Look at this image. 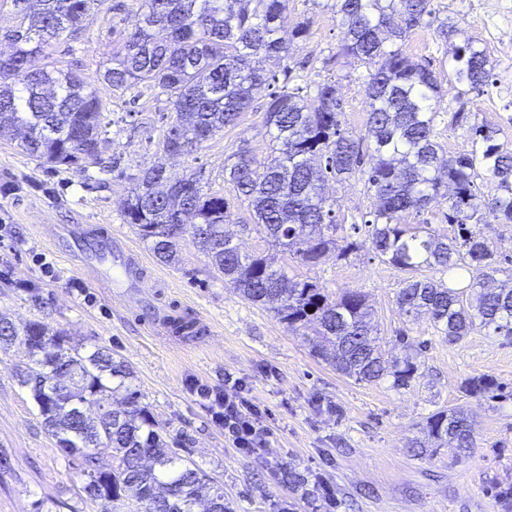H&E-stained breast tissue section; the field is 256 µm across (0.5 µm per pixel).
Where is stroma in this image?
<instances>
[{
  "mask_svg": "<svg viewBox=\"0 0 512 512\" xmlns=\"http://www.w3.org/2000/svg\"><path fill=\"white\" fill-rule=\"evenodd\" d=\"M333 0H288L281 35L290 40L286 61L289 82L314 86L336 81L342 120L364 131L370 110L366 67L338 57L345 31ZM141 0H105L92 10L83 28L63 33L33 67L73 70L95 87L106 103L110 145L103 164L84 169L42 165L19 139H0V315L23 324L40 320L64 329L72 345L110 348L133 369L141 402L171 432L183 433L192 459L224 489L231 512H502L495 483L512 484V341L474 329L451 342L428 317H407L396 303L405 280L430 276V269L399 270L375 256L367 232L347 259L328 255L306 266L285 258L289 275L311 278L329 293L358 290L368 296L372 324L386 358L404 355L396 340L405 330L421 368L410 387L392 378L356 381L314 357L300 332L289 329L267 307L236 294L208 258L184 243L178 262L164 264L126 223L121 203L142 172L163 162L170 177L191 173L230 202L228 227L242 251L263 250L265 243L250 221L246 205L224 180V162L241 145L258 159L268 155L270 133L264 124L265 95H257L236 125L224 128L188 154L168 156L159 143L174 116L160 89L144 83L115 92L101 75L112 65L131 30ZM437 18H452L458 33L445 43L435 36V20H424L402 43L412 60H430L438 77L443 109L435 138L446 154L464 151L463 130L450 126V112L476 113L478 122L497 128V141L512 150V54L496 46L499 31L512 28V0H432ZM307 35L293 39L297 25ZM478 39L491 56L494 80L481 94H466L449 80L452 49L466 38ZM342 224L361 223L376 200L361 176L328 181ZM111 228L144 261L143 300L162 310H191L212 333L184 342L151 332L142 310L129 311L106 290L92 287L80 274L77 242L52 239L55 225ZM480 231L499 261L498 283L512 286V224L481 225ZM39 289L44 307L33 306L27 289ZM28 359L14 345L0 350V512H101L82 491L84 479L69 467L45 433L29 391L14 370ZM241 378L249 396L266 409L270 429L266 448L250 454L233 448L213 421L194 385L224 387L225 375ZM485 376L501 386L496 398H473L463 383ZM464 410L473 422L474 446L459 454L453 445L419 454L427 417L438 410ZM305 475L312 489L302 495L286 472Z\"/></svg>",
  "mask_w": 512,
  "mask_h": 512,
  "instance_id": "35a3bbf8",
  "label": "stroma"
}]
</instances>
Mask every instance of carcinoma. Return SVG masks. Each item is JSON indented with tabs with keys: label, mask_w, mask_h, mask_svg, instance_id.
Segmentation results:
<instances>
[{
	"label": "carcinoma",
	"mask_w": 512,
	"mask_h": 512,
	"mask_svg": "<svg viewBox=\"0 0 512 512\" xmlns=\"http://www.w3.org/2000/svg\"><path fill=\"white\" fill-rule=\"evenodd\" d=\"M18 24L3 38L13 45L0 63V137L24 131L25 152L44 165L80 168L103 163L105 106L96 90L76 74L33 70L34 54L63 32L81 29L88 13L103 0H11ZM288 0H143L134 16L124 53L103 74L112 90L125 92L151 83L168 96L176 118L165 130L162 150L193 149L226 127L236 125L256 95L276 81L290 44L277 36ZM345 29L337 55L368 68L370 112L365 134L342 128L336 82L315 86L317 106L304 104V89L281 87L267 94L264 123L271 131L270 154L261 161L239 148L224 164V178L238 201L251 208L254 230L275 250L316 265L330 251L339 259L360 249L336 219L326 196L328 180L357 173L377 200L364 221L377 257L402 271L422 267L453 277L462 270L460 252L470 258L469 284L459 290L432 278L404 281L397 303L406 314L425 313L448 340L458 341L483 328L512 339V288L491 285L497 263L477 224H512V151L497 143L498 131L475 121L471 112L454 111L450 125L465 131L470 149L443 155L434 140L440 114V87L432 65L413 61L398 43L433 14L431 0H335ZM464 92H483L493 68L486 48L470 38L450 64ZM370 165H365V157ZM496 184L483 196L479 183ZM448 200L445 218L454 238L445 242L426 224H403L402 215ZM223 195L204 189L201 179L168 178L155 164L143 171L133 195L123 202L126 222L136 227L161 262L177 260L189 239L246 301L276 304L275 313L298 330L317 327L313 352L336 372L376 382L390 372L377 338L371 336L370 309L360 292L331 297L308 279L288 277L276 255L244 254L229 243ZM197 218L200 234L180 232L183 216ZM50 347H37L29 363L15 371L38 407L42 426L68 465L86 477L88 498L104 512L132 499L133 512H188L206 472L187 456L186 439L170 436L167 422L141 404L130 366L104 347L82 350L65 331L34 321L26 324ZM22 336L21 328L0 317V346ZM66 370L67 391L53 386ZM420 369L413 356L393 365L394 385L408 386ZM499 390L494 380L473 377L467 395ZM122 395L128 408L95 426L67 402L104 405ZM428 435L473 445L471 421L461 412L438 411L426 420Z\"/></svg>",
	"instance_id": "obj_1"
}]
</instances>
